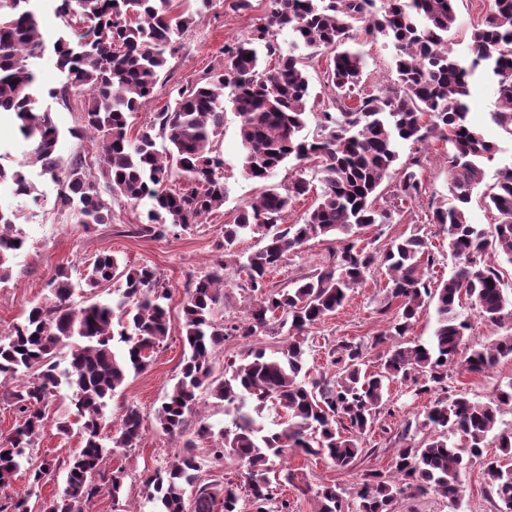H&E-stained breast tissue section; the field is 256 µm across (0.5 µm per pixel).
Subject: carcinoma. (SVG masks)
I'll return each mask as SVG.
<instances>
[{"mask_svg": "<svg viewBox=\"0 0 512 512\" xmlns=\"http://www.w3.org/2000/svg\"><path fill=\"white\" fill-rule=\"evenodd\" d=\"M37 0H11L8 17L0 20V114H10L29 150L11 167L0 163V181L15 193L40 202L31 171L58 184L54 208L88 231L112 223V201H150L146 223L135 233L162 237L185 228L224 206L226 191L218 170L224 157L218 144L226 110L240 118L246 176L265 182L285 161H295L297 174L284 187L268 186L259 198L242 206L232 224L224 225V253L211 270L192 280L180 303L185 331L184 352L176 382L155 411L158 428L182 439V450L143 480L152 512H295L281 492L273 461L290 452L330 461L339 470L353 469L362 454V437L388 408L390 386L404 384L414 396L430 395L423 419L405 423L390 471L360 474L353 490L336 483L295 486L312 494L315 512H395L398 499L436 493L458 504L463 473L483 457L489 436H495L497 458L483 462L490 494L499 512H512V431L498 430L502 410L512 409V383L497 387L487 402L447 390L448 365L469 341L462 302L468 301L487 325L512 321V292L503 288L502 264L512 266V167L499 173L487 206L498 223L489 230L469 223L467 206L481 181L483 160L493 159L494 143L469 120L470 80L489 72L495 83L492 120L512 134V0H493L471 35V55L463 60L448 48L456 23L454 0H269L266 22L248 36L224 45L221 64L195 82L172 89L173 100L153 123L133 135L128 118L149 101L168 57L178 49L177 36L190 28L214 0H201L196 10L181 9L174 0H51L63 30L53 43L42 33L35 12ZM292 31V51L283 54L277 31ZM388 38L395 50L397 88L359 98L352 87L362 79L364 59L356 48L359 36ZM327 54L324 85L334 94L333 111L322 113L321 134L302 135L310 106L308 55L299 47ZM52 48L56 66L66 75L48 96L65 108L81 102L83 124L70 131L80 141L101 139L98 174H89L85 152L60 155L61 134L50 112L40 106L32 60ZM279 58L278 66L262 65L263 57ZM439 136L448 152V191L454 204L432 213L435 224L448 225V252L455 270L435 282L426 271L437 265L431 243L416 232L398 238L387 249L368 248L355 232L392 223L393 215L421 193L414 167L405 162L393 204L377 203L378 189L399 160L403 142L422 144ZM165 145L157 146V139ZM319 161L321 195L299 224L281 227L294 199L309 191L307 164ZM183 186L170 187L173 179ZM260 236V246L245 255L239 240ZM333 240L318 268L296 279L288 289L272 290L268 276L312 239ZM26 237L16 221L0 213V282L11 276L10 261L24 248ZM246 276L251 292L245 321L227 326L216 319L224 297V266ZM385 272L389 299L398 311L385 335L395 344L369 370L362 346L341 341L327 349V367L308 366L313 352L309 329L343 306L373 268ZM121 279L124 288L110 301L76 305L78 284L60 268L51 279L52 298L30 306L24 320L0 336V385L18 415L14 428L0 435V488L22 469L31 487L48 483L56 462L32 463L30 448L43 430L50 399L65 388L73 414L56 419L57 433L71 430L76 417L82 447L68 460L65 487L50 512H87L103 493L119 505L125 470L111 468L120 448L141 440L142 412L124 407L120 426L103 435L105 409L130 371L145 369L155 349L170 335L169 289L159 285L150 267L131 269L107 253L95 256L84 287L94 294ZM435 307V327L425 343L405 339L424 304ZM276 327L287 344L269 354L248 345L240 358L216 374L215 350L228 336L251 339ZM468 346V345H466ZM69 349L64 369L54 361ZM465 352V351H463ZM512 359V334L489 342L474 341L459 367L488 373ZM33 374L18 383L17 375ZM224 403L229 423L217 426L201 416L202 395ZM278 420L267 426L264 411ZM195 431H190L191 421ZM426 438L408 440L411 428ZM460 436L455 443L452 437ZM208 439L213 464L233 458L246 467L239 485L204 482L196 439Z\"/></svg>", "mask_w": 512, "mask_h": 512, "instance_id": "carcinoma-1", "label": "carcinoma"}]
</instances>
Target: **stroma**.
<instances>
[{
	"label": "stroma",
	"mask_w": 512,
	"mask_h": 512,
	"mask_svg": "<svg viewBox=\"0 0 512 512\" xmlns=\"http://www.w3.org/2000/svg\"><path fill=\"white\" fill-rule=\"evenodd\" d=\"M455 7L457 24L448 34L449 43L455 55L466 57L470 54L471 33L487 14L489 0H455ZM267 13L268 0H252L251 9L246 11L232 10L228 0H216L213 9L181 35L179 52L169 58L151 101L130 118L131 129L136 131L149 125L155 113L168 103L170 91L175 85L201 78L211 66L217 64L221 47L246 37L264 23ZM360 49L365 61L361 82L365 91L392 89L396 73L392 66L394 48L390 41L381 36L368 39L361 42ZM34 70L37 89L41 94V107L51 112L62 134L63 154H71L78 145L88 153H95L96 145L78 143L69 135L70 129L82 124L80 110L65 109L48 95L50 89L59 87L65 80L52 55H44L35 63ZM494 103L493 84L482 75H475L471 84L470 119L485 138L498 147L494 159L482 166V181L473 194L468 210L471 223L486 227L495 224L497 214L486 206L484 196L496 183L500 170L512 165V134L492 121ZM239 124L240 119L234 112L225 113L221 141L224 167L220 171L227 190L223 208L209 215L202 223L174 229L162 238L130 233L131 227L144 220L146 203L133 205L122 200L113 202V222L99 224L86 231L54 209L57 186L50 180L37 179L41 193V200L37 203L16 195L10 183H0V212L18 214L20 226L27 237L24 249L11 261L9 280L0 283V336L7 334L15 323L21 321L31 303L46 297L47 285L57 268L64 266L71 269L73 276H84L90 259L100 252L111 253L121 265L127 267L146 265L153 268L162 284L171 291V309H178L189 280L207 272L219 255L225 225L233 223L239 208L263 190L262 183L248 179L242 169ZM400 156L404 159L413 156L420 158L421 195L416 201L405 205L392 223L370 228L364 238L373 248L382 250L396 238L420 231L434 246L438 277H448L455 266L448 253V227L428 220L432 208L447 207L453 203L448 193V144L437 139L422 145L404 143L400 146ZM328 248V242L309 241L270 276V286L276 289L289 287L296 278L315 269L326 256ZM224 281V298L216 308V315L230 325L243 320L250 292L235 268L225 269ZM388 301L384 274L372 272L366 282L350 292L335 314L314 325L310 333L325 339L330 345L343 340L362 344L370 365H378L383 348L376 345L375 339L387 326L379 310ZM182 339L181 319L176 316L172 319L169 336L153 354L150 365L141 372L129 373L113 397L109 418H118L124 406L139 407L143 415L142 438L137 447L117 452L112 459L113 467L126 471L125 495L120 507H113L110 496L101 495L95 498L90 512H149L150 505L145 500L142 484L143 475L164 465L180 451L179 441L158 429L154 411L180 370ZM510 383L512 360H504L485 375L450 372L448 391L452 394L463 391L472 399L486 402L492 399L495 387ZM391 397L397 411L391 417L381 416L365 436L364 445L371 448L372 453L363 457L356 469L340 471L327 460L302 456L288 458L286 469L306 474L314 485L329 482L348 489L356 484L360 471H389L396 450L394 437L397 431H400L406 419L422 412L428 403L427 397L413 396L406 386L400 384L392 386ZM81 446L79 431L58 434L54 420H47L32 455L37 460L46 457L56 460L58 469L52 480L37 495L31 496L27 493V474H18L10 486L0 489V501L25 496L29 499L31 512H37L42 501L62 492L65 486L64 467L70 455Z\"/></svg>",
	"instance_id": "obj_1"
}]
</instances>
